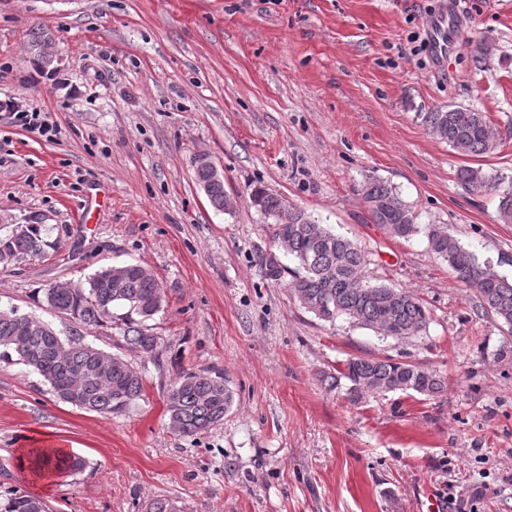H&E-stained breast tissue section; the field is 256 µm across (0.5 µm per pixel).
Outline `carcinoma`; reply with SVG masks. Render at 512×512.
Masks as SVG:
<instances>
[{
    "label": "carcinoma",
    "instance_id": "cac0c4a2",
    "mask_svg": "<svg viewBox=\"0 0 512 512\" xmlns=\"http://www.w3.org/2000/svg\"><path fill=\"white\" fill-rule=\"evenodd\" d=\"M422 120L433 135L467 157L491 154L499 145L486 113L469 107L426 112ZM194 176L199 187H208L206 197L215 210H234L235 200L224 194V183L213 181V165L207 155L195 158ZM457 179L471 194L498 193L500 220L512 224V182H506L505 176L464 165L457 170ZM362 193L373 223L393 237L424 236L429 251L447 261L457 280L476 294L481 315L512 333V279L491 261L480 260L446 227L416 223L414 210L389 184L369 179ZM250 199L271 221L276 247L294 263L288 268L275 258L266 260L272 276L277 279L289 273L291 293L308 312L325 322L345 316L382 338H409L428 328L432 316L423 301L413 293L371 282L364 272L365 254L351 239L317 223L278 194L258 188ZM47 246L41 225L26 224L20 232L0 237V263L37 257ZM43 299L74 324L70 334L63 337L49 323L29 314L18 322L0 312V357L17 355L65 404L104 415L126 411L144 391L142 371L125 356L85 342L82 330L110 328L117 345L142 357L154 355L158 337L147 332L146 321L153 319L165 302L154 274L138 264H126L119 270L102 267L80 282L46 285ZM116 307L126 312L118 317L113 313ZM338 374L351 382V392L357 398L393 391L436 398L448 390L447 378L437 371L389 357L353 358ZM233 401L223 377L185 373L168 393V428L183 437L193 436L222 422ZM33 465L40 471L65 473L81 470L85 461L44 453ZM0 512H49V507L38 497L15 493L0 506Z\"/></svg>",
    "mask_w": 512,
    "mask_h": 512
}]
</instances>
